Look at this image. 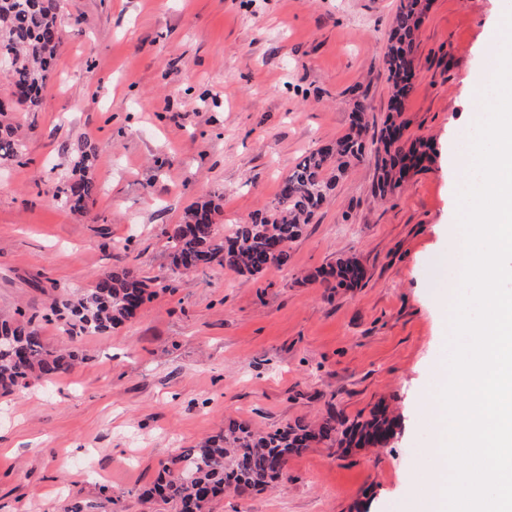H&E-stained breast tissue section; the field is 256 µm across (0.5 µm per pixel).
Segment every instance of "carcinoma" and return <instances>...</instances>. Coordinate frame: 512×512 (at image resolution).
Masks as SVG:
<instances>
[{
  "mask_svg": "<svg viewBox=\"0 0 512 512\" xmlns=\"http://www.w3.org/2000/svg\"><path fill=\"white\" fill-rule=\"evenodd\" d=\"M429 7L430 0H399L384 52L392 109L381 136L366 143L365 114L357 107L348 131L333 143L309 151L282 182L270 207L227 231L220 205L211 199L192 203L183 220L168 232L174 270L186 273L215 263L237 274L260 277L271 268H285L290 245L320 211L345 168L367 147L378 157L381 197L393 195L410 169L422 167L427 144L407 143L394 132L402 131L397 118L414 91L416 32ZM61 8L62 0H0V63L7 66L12 89L11 103L0 102V114L14 108L39 111L64 40L57 23ZM22 148L18 129L0 121V161L19 157ZM94 165L93 151L77 149L71 176L53 192L54 199L73 212H87L97 193ZM319 277L333 288H357L366 270L357 259L341 257ZM150 296L148 285L134 271L114 269L75 302L56 299L41 313L17 308L11 315L0 314V392L12 394L35 383L48 385L74 367L75 351L67 346L47 348L35 325L37 319L50 321L66 312L72 316L70 336L102 335L130 321ZM395 426V419L384 410L351 422L328 413L314 423L296 421L268 432L230 420L218 434L163 465L154 492L178 512H203L212 498L226 490L274 487L285 474L288 457L315 443L383 447Z\"/></svg>",
  "mask_w": 512,
  "mask_h": 512,
  "instance_id": "cac0c4a2",
  "label": "carcinoma"
}]
</instances>
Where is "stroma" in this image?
Wrapping results in <instances>:
<instances>
[{"instance_id": "stroma-1", "label": "stroma", "mask_w": 512, "mask_h": 512, "mask_svg": "<svg viewBox=\"0 0 512 512\" xmlns=\"http://www.w3.org/2000/svg\"><path fill=\"white\" fill-rule=\"evenodd\" d=\"M399 0H64V44L26 138L0 162V309L76 299L127 267L153 297L106 335L38 322L80 359L52 385L0 396V512H175L152 495L178 448L236 420L272 431L327 412L385 406L382 448L320 443L274 488L233 490L205 512H411L427 479V403L452 314L431 285L455 249L457 158L492 60L503 0H431L417 36L405 140L432 147L398 192L375 191L376 158L345 170L287 269L253 278L215 264L173 279L171 225L204 195L224 224L250 221L301 156L390 113L382 56ZM97 155L86 216L51 200L72 154ZM366 269L346 291L315 280L343 256Z\"/></svg>"}]
</instances>
